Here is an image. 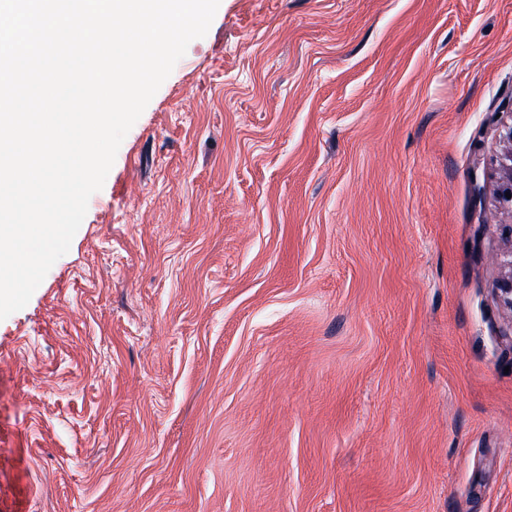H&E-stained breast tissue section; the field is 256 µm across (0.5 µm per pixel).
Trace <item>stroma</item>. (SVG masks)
I'll use <instances>...</instances> for the list:
<instances>
[{"instance_id":"stroma-1","label":"stroma","mask_w":512,"mask_h":512,"mask_svg":"<svg viewBox=\"0 0 512 512\" xmlns=\"http://www.w3.org/2000/svg\"><path fill=\"white\" fill-rule=\"evenodd\" d=\"M512 0H220L0 321V512H512ZM505 139L509 148L499 162L500 177L497 186V201L502 209L510 210L512 213V124L507 127ZM505 192H509L511 198H507ZM503 271L494 284V292L501 305L512 312V250L510 261H503Z\"/></svg>"}]
</instances>
